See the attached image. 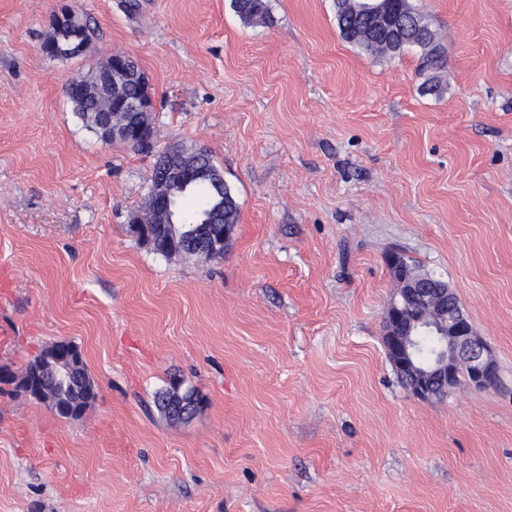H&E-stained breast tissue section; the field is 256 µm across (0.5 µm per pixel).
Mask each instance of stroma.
Segmentation results:
<instances>
[{
	"instance_id": "obj_1",
	"label": "stroma",
	"mask_w": 512,
	"mask_h": 512,
	"mask_svg": "<svg viewBox=\"0 0 512 512\" xmlns=\"http://www.w3.org/2000/svg\"><path fill=\"white\" fill-rule=\"evenodd\" d=\"M0 0V366L82 352L78 419L0 393V512H512V0H413L448 49L346 42L334 0ZM71 5L83 55L41 52ZM134 57L155 148L207 150L240 220L223 258L130 230L153 158L86 129L66 82ZM399 252L447 281L499 382L415 396L382 338ZM202 402L174 423L172 380ZM231 8L247 24L265 23L270 18L266 0H231Z\"/></svg>"
}]
</instances>
